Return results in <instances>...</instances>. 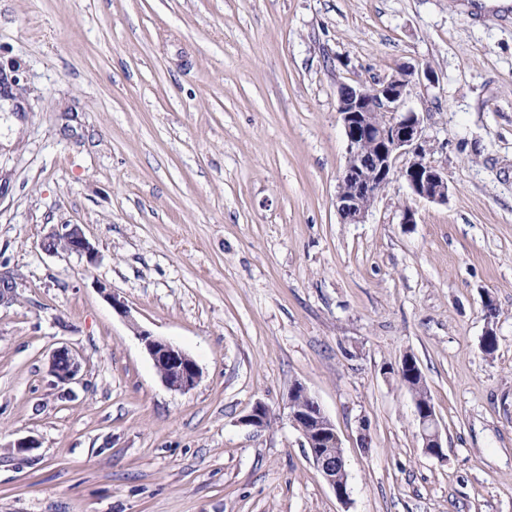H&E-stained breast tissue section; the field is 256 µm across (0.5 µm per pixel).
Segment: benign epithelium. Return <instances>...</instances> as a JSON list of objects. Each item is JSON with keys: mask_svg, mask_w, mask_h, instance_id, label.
Returning a JSON list of instances; mask_svg holds the SVG:
<instances>
[{"mask_svg": "<svg viewBox=\"0 0 512 512\" xmlns=\"http://www.w3.org/2000/svg\"><path fill=\"white\" fill-rule=\"evenodd\" d=\"M434 84L433 68H397L390 76L368 84L343 85L338 91V108L346 139V164L339 177L336 209L351 224L366 221L374 200L392 180L400 178L410 194L431 202L448 200V178L445 170L431 158L432 148L426 134L424 115L405 108L412 88L423 82ZM405 157L404 166L395 168L398 157ZM47 254L75 253L92 257L94 248L81 225L60 224L51 228L39 240ZM17 282L13 273L0 269V306L16 300ZM162 383L171 390L188 392L200 382L202 371L197 362L182 349L147 330L132 325ZM82 363L78 355L66 346L55 349L48 362V371L57 382L70 384L80 378ZM393 374L410 379L406 383L414 390L411 380L422 376L416 359L405 355ZM415 415L425 451L442 455V444L435 408L431 401L414 397ZM289 417L302 434L306 448L336 498H349L345 479L339 478L337 466L344 464L343 455L320 446L325 431L334 428L318 401L300 383L288 392ZM274 414L268 406L255 403L242 416L240 423L255 431L270 427Z\"/></svg>", "mask_w": 512, "mask_h": 512, "instance_id": "benign-epithelium-1", "label": "benign epithelium"}]
</instances>
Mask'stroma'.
I'll return each instance as SVG.
<instances>
[{"label": "stroma", "mask_w": 512, "mask_h": 512, "mask_svg": "<svg viewBox=\"0 0 512 512\" xmlns=\"http://www.w3.org/2000/svg\"><path fill=\"white\" fill-rule=\"evenodd\" d=\"M425 64L408 105L447 202L398 179L343 221L340 87ZM0 73V512H512V0H0ZM60 224L95 259L41 251ZM138 328L195 359L193 390ZM407 353L438 457L391 372ZM296 382L348 502L288 419ZM162 383L171 390L188 392L200 382L202 371L182 349L143 329H135ZM82 363L78 355L66 346L56 348L49 357L48 371L57 383L70 384L80 378ZM289 417L294 427L302 434L306 448L326 482L333 489L336 498L341 502H347L349 493L347 489V472L345 478L340 479L337 473L336 463L343 473L344 459L342 451L336 454V449L341 448L336 432H329L323 438V448L320 440L325 431L334 429V424L323 411L318 401L310 395L308 390L300 383H295L288 392ZM324 448H336L325 451ZM336 456L338 460L336 462ZM274 418V414L268 406L258 402L242 416L240 422L242 425L251 427L255 431H262L269 428Z\"/></svg>", "instance_id": "35a3bbf8"}]
</instances>
